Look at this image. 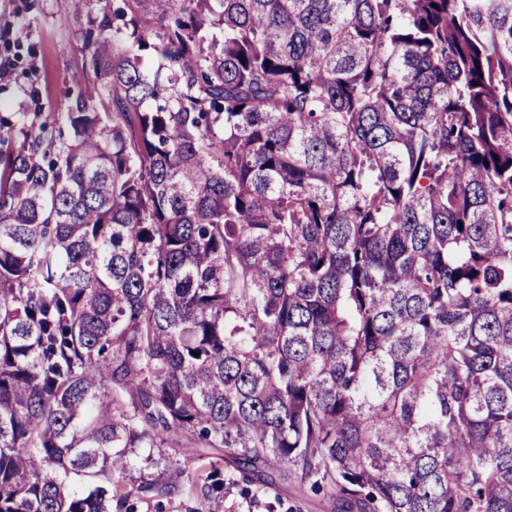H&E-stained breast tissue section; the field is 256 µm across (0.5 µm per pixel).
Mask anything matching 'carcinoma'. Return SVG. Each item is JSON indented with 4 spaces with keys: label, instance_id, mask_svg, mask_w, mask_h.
Here are the masks:
<instances>
[{
    "label": "carcinoma",
    "instance_id": "1",
    "mask_svg": "<svg viewBox=\"0 0 512 512\" xmlns=\"http://www.w3.org/2000/svg\"><path fill=\"white\" fill-rule=\"evenodd\" d=\"M91 24L67 136L0 116V512H129L183 438L336 512H512V0Z\"/></svg>",
    "mask_w": 512,
    "mask_h": 512
}]
</instances>
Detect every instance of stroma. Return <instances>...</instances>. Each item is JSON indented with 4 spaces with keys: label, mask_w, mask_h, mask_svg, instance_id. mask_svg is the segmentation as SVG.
<instances>
[{
    "label": "stroma",
    "mask_w": 512,
    "mask_h": 512,
    "mask_svg": "<svg viewBox=\"0 0 512 512\" xmlns=\"http://www.w3.org/2000/svg\"><path fill=\"white\" fill-rule=\"evenodd\" d=\"M97 0L75 16L70 0H0V68L10 72L0 82L1 112H38L56 118L65 111L79 80L85 79L84 55L77 34L89 27ZM129 481L174 482L177 494L150 492L133 498V512H330L326 499L309 486L283 482L265 491H248L241 475L230 472L210 449L190 440L169 448H137L131 454ZM220 469L224 493L203 499V475Z\"/></svg>",
    "instance_id": "35a3bbf8"
}]
</instances>
